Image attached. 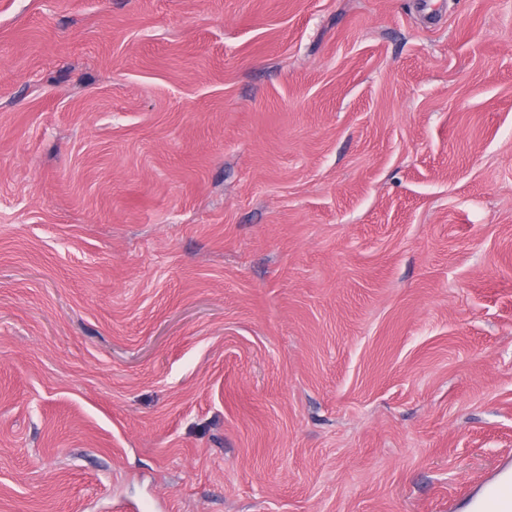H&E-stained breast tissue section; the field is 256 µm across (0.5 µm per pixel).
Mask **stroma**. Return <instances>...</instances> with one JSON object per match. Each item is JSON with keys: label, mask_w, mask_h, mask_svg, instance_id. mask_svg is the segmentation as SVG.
I'll return each mask as SVG.
<instances>
[{"label": "stroma", "mask_w": 512, "mask_h": 512, "mask_svg": "<svg viewBox=\"0 0 512 512\" xmlns=\"http://www.w3.org/2000/svg\"><path fill=\"white\" fill-rule=\"evenodd\" d=\"M512 457V0H0V512H466Z\"/></svg>", "instance_id": "stroma-1"}]
</instances>
